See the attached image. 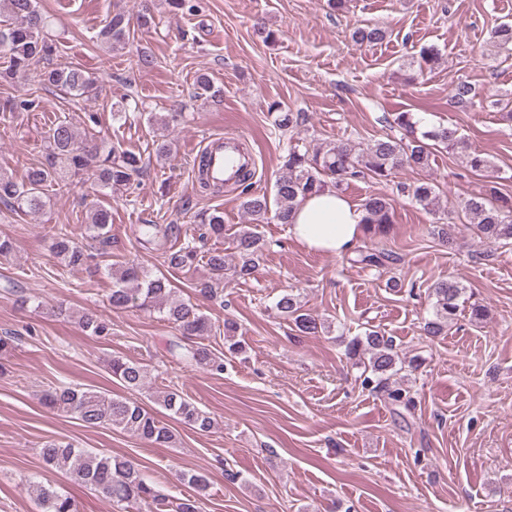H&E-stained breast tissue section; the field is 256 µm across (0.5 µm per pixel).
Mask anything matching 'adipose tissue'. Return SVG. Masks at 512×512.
I'll list each match as a JSON object with an SVG mask.
<instances>
[{"label":"adipose tissue","mask_w":512,"mask_h":512,"mask_svg":"<svg viewBox=\"0 0 512 512\" xmlns=\"http://www.w3.org/2000/svg\"><path fill=\"white\" fill-rule=\"evenodd\" d=\"M365 212L343 194L327 190L305 199L293 212L289 231L307 249L340 255L364 234Z\"/></svg>","instance_id":"ef3b65f1"}]
</instances>
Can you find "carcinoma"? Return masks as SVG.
Returning a JSON list of instances; mask_svg holds the SVG:
<instances>
[{"mask_svg":"<svg viewBox=\"0 0 512 512\" xmlns=\"http://www.w3.org/2000/svg\"><path fill=\"white\" fill-rule=\"evenodd\" d=\"M388 36V30L379 25L359 27L352 38L363 44H377ZM131 37L130 19L123 12H116L99 31V38L113 50L123 49ZM56 42L52 38L46 17L37 6V0H0V53L7 58V66L0 69V83L13 85L31 70L43 67L42 84L72 97H89L95 94L96 80L81 65L75 63L50 64L56 55ZM473 99V89L465 82L452 85L450 102L465 108ZM34 101L18 96L0 98V113L5 115L25 111ZM268 111L274 115V126L279 131L298 127L305 116L282 108L278 101L269 103ZM394 124L404 136L385 137L372 144L357 148L349 143L321 144L312 149L291 144L284 157V171L275 182L276 209H270L267 196L243 190L241 207L251 217L252 223L235 236L233 249L238 262L227 268L224 251L214 249L207 254L210 280L201 284L198 293L211 301L223 300L219 285L226 273L238 280H247L256 271L264 252V242L256 231V225L268 221L269 212L281 224L289 223L296 206L305 198L327 189H340L349 178H371L379 182L405 168L426 169L434 152L440 148L459 154L473 172L491 167L485 154L473 150L465 137L451 126L420 127V121L412 112L395 113ZM142 157L125 150L120 144L106 139L83 143L77 139L73 124L60 120L49 130L45 139L43 162L30 169L21 182L0 173V203L7 204L14 212H35L46 206V188L55 186L67 190L73 180L84 175L93 180L99 192L107 194L133 184L142 170ZM195 182L198 191L210 195L224 192V186L210 182L206 175L205 157L198 161ZM401 195L407 196L432 211L437 203L435 186L427 181L401 182L397 185ZM367 235L388 233L393 224L391 199L383 194H372L363 203ZM467 222L473 225L478 238L496 243L512 240V205L492 203L483 196H472L462 208ZM206 231L216 238L224 236V213L215 210L205 215ZM90 239L106 246L112 239V211L97 206L90 211L87 227ZM140 240L162 251L164 263L174 269H183L197 259V251L189 246L174 248L181 235L177 224H141ZM51 251L64 266L78 268L94 258L90 248L73 239L60 227L53 233ZM357 262L376 268H386L397 261L392 252L382 249L373 252L355 250ZM112 289L108 302L114 309L135 308L144 312H157L174 325L182 338L188 340L170 343L169 352L175 360L187 366L224 370V355L214 353L208 347L190 343L210 335L212 325L208 317L190 301L177 296L170 279L163 273H152L144 267L130 263L119 271L111 272ZM467 288L452 279L435 282L428 291L432 318L423 327L429 336H440L457 320L463 304H468L471 318L480 321L487 317V308L466 298ZM280 315L294 323L303 334L318 332V323L310 314L303 312L298 295L293 291L283 293L276 302ZM83 331L94 336L110 335V325L93 311L85 310L77 320ZM237 325L224 323V348L230 354L243 351L241 342L235 340ZM363 363L362 385L382 391L396 406L410 409L413 406L408 391L388 384V372L395 366L392 339L371 330L363 337H354L346 345L348 359ZM112 377L128 390L141 388L147 377V366L134 359L115 356L111 363ZM46 403L60 413L69 414L87 428L111 427L130 432L152 445L175 443V434L168 424L136 400L113 396L94 388H58L46 393ZM159 403L173 419L201 433H209L215 421L200 410L187 396L178 391H167L158 396ZM39 455L45 467L63 471L71 479L89 486L110 501L135 508L141 512H202V499L209 488L205 473L187 471L180 480L193 489L194 494L185 498H169L149 484L138 465L126 458L90 453L70 443L47 440ZM36 500L39 512H76L74 500L59 493L50 484H36Z\"/></svg>","mask_w":512,"mask_h":512,"instance_id":"carcinoma-1","label":"carcinoma"}]
</instances>
